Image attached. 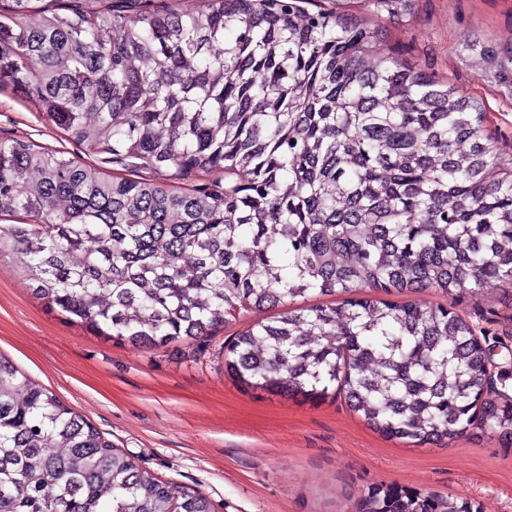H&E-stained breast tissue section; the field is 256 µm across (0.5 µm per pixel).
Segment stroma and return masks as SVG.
I'll use <instances>...</instances> for the list:
<instances>
[{"label": "stroma", "instance_id": "obj_1", "mask_svg": "<svg viewBox=\"0 0 512 512\" xmlns=\"http://www.w3.org/2000/svg\"><path fill=\"white\" fill-rule=\"evenodd\" d=\"M388 30L391 46L482 100L489 132L512 153V86L482 53L512 48V0H413ZM1 138L75 149L8 86L0 87ZM11 265L0 257V353L139 465L207 493L217 512H354L380 483L512 512L511 445L466 435L445 448L414 446L375 432L343 398L284 399L225 378V342L260 313H241L202 344L136 349L62 321ZM457 310L493 346L497 388L512 395V294L497 284Z\"/></svg>", "mask_w": 512, "mask_h": 512}]
</instances>
